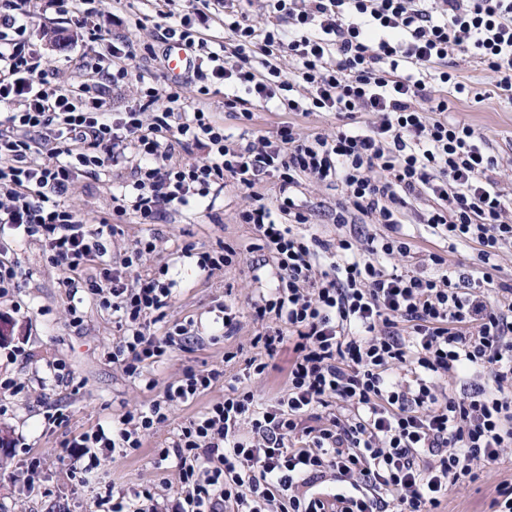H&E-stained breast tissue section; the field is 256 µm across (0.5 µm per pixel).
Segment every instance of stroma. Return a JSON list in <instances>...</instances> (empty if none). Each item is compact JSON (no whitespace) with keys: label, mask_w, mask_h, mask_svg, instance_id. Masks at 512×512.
<instances>
[{"label":"stroma","mask_w":512,"mask_h":512,"mask_svg":"<svg viewBox=\"0 0 512 512\" xmlns=\"http://www.w3.org/2000/svg\"><path fill=\"white\" fill-rule=\"evenodd\" d=\"M95 21L103 31L122 35L139 47L154 42L162 19L148 0H100ZM27 36L40 51L44 67L59 80L71 83L84 77L83 64L90 60L91 49L73 21L49 12L34 18ZM454 63L461 80L480 97L450 101L448 115L469 123L488 140L503 163L501 184L512 192V103L498 95L489 75L473 60L458 57ZM205 105L235 138L244 133L264 135L289 121L304 135L327 132L336 125L334 115L325 112L305 115L265 108L255 109L252 121L245 123L225 111L220 92L211 94ZM129 175V169L116 167L83 178L66 202L88 227H96L103 219L119 224V234L107 240L112 261H120L143 233L155 236L157 248L143 256L142 266L152 270L168 267L176 285L167 320L172 324L193 321L203 341L148 367L155 387L129 378L110 359L112 345L123 332L111 311L100 306L98 296L84 291L69 295L60 286L62 272L48 263L39 239L16 241L11 230L1 232V237L14 242L22 276L14 291L0 297V320L12 326L11 341L0 343V512H99L96 492L79 486L72 477L78 454L69 445L72 438L100 426L111 428L125 412L161 394L185 368L222 367L231 376L259 354L252 340L264 326L254 319L250 303L272 287L273 278L271 267L257 275L251 269L258 259L251 249L253 234L249 225L237 219L249 203L248 195L229 185L210 211L181 208L165 221L147 226L138 223L134 215L119 217L112 211V197L120 193ZM298 195L314 207L312 220L318 234L335 236L336 228L323 209L334 204L336 192L305 179ZM433 204V199L423 196L410 201L405 210V231L421 256L439 246L430 228L419 222ZM222 243L237 248L241 258L209 278L198 273L194 258L182 254L188 244L200 251ZM228 293L238 302V325L227 340L217 318V305ZM73 307L82 318L81 326L70 323ZM228 352L235 355L229 363L224 360ZM224 393L225 385L219 382L192 402L174 404L169 421L146 434L136 453L102 461V484L151 486L160 495L176 496L180 491L178 471L173 462L160 461L156 450L180 424L223 399ZM51 407L63 409L67 422L48 427L44 413ZM32 457L41 462L34 476L23 465ZM504 481L512 482V448L500 461L486 466L476 482L450 488L437 512H487L496 486Z\"/></svg>","instance_id":"1"}]
</instances>
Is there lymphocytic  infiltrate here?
I'll return each mask as SVG.
<instances>
[{"label": "lymphocytic infiltrate", "instance_id": "f902f5d3", "mask_svg": "<svg viewBox=\"0 0 512 512\" xmlns=\"http://www.w3.org/2000/svg\"><path fill=\"white\" fill-rule=\"evenodd\" d=\"M254 0H225L226 47L204 36L210 0L165 13L156 44L178 42L196 65L190 81L157 88L156 45L134 55L89 20L95 0H0V224L39 238L63 271L69 294L86 290L112 312L123 338L112 361L128 377L168 351L198 341L191 324H165L174 280L143 269L156 239L137 238L106 261L115 227L87 229L65 203L84 176L130 164L132 181L113 196L115 215L162 221L169 208L201 207L226 184L247 192L238 214L277 269L269 294L253 301L272 320L255 345L276 355L292 341L285 387L272 401L230 386L223 400L187 419L160 460L175 459L181 492L159 503L146 487H108L102 512H435L450 487L475 481L512 447V284L495 282L502 243H512V194L499 186L498 157L467 123L449 120V99L472 90L450 72L475 59L497 89L512 92V0H261L268 21L250 22ZM74 15L94 57L79 83L49 80L26 37L35 15ZM287 19L280 28L279 19ZM140 57L138 74L126 62ZM295 67L283 73L276 61ZM140 88L128 110L109 108L129 78ZM224 93V108L249 121L276 103L291 112H331L334 130L275 131L231 140L203 100ZM205 153L194 161V153ZM339 190L330 216L338 233L311 231L296 191L302 179ZM272 180L273 197L257 191ZM428 195L422 216L445 248L476 245L484 285L464 288L441 253L430 269L412 259L403 230L408 200ZM379 224L382 235L364 233ZM95 276H85L89 264ZM459 382L438 396L435 377ZM222 370L186 369L162 396L122 415L112 431L75 437L87 465L98 449L125 458L144 432L169 420L170 405L210 390ZM333 482L326 494L317 485Z\"/></svg>", "mask_w": 512, "mask_h": 512}]
</instances>
